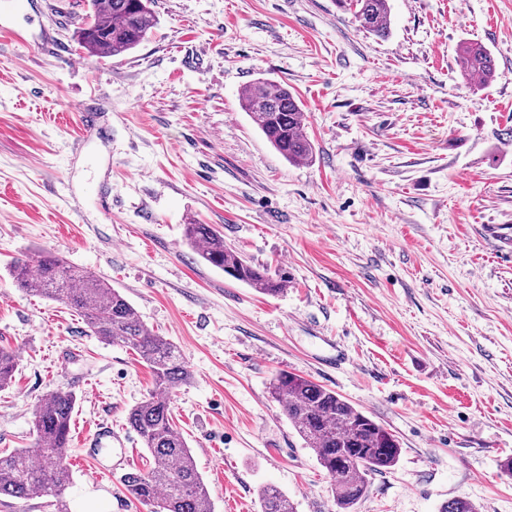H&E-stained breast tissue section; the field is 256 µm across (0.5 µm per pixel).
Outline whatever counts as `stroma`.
Listing matches in <instances>:
<instances>
[{
  "label": "stroma",
  "mask_w": 512,
  "mask_h": 512,
  "mask_svg": "<svg viewBox=\"0 0 512 512\" xmlns=\"http://www.w3.org/2000/svg\"><path fill=\"white\" fill-rule=\"evenodd\" d=\"M0 31V451L34 443L54 392L77 404L68 512H147L122 485L99 423L151 458L129 410L154 390L129 347L63 304L15 288L13 262L46 249L118 288L182 350L172 396L213 512H261L278 487L296 512H335L333 481L269 386L286 370L394 434L395 467L354 512H439L455 498L512 512V0H389L390 33L336 0H155L157 24L108 58L77 44L76 0H24ZM57 50L44 52L43 42ZM496 62L465 79L461 42ZM257 78L287 86L315 156L288 163L239 105ZM102 113L83 136L81 110ZM112 184L103 211L96 184ZM210 224L248 260L288 274L265 295L200 260L184 227Z\"/></svg>",
  "instance_id": "35a3bbf8"
}]
</instances>
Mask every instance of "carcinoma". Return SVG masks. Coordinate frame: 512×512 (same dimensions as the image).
Listing matches in <instances>:
<instances>
[{
  "label": "carcinoma",
  "instance_id": "obj_1",
  "mask_svg": "<svg viewBox=\"0 0 512 512\" xmlns=\"http://www.w3.org/2000/svg\"><path fill=\"white\" fill-rule=\"evenodd\" d=\"M347 1L355 7L365 32L378 38L388 34V0H338ZM151 2L92 0L91 20L79 34L82 47L97 57L135 49L156 25ZM457 61L469 80L486 84L497 76L494 57L480 43L461 44ZM239 103L284 159L290 163L313 160L314 147L304 132L303 104L288 88L257 78L243 88ZM185 240L202 261L261 293L275 295L288 286L286 275H272L225 246L224 235L210 224L186 225ZM11 276L25 292L71 307L94 335L130 347L150 367L155 392L129 410L127 422L148 449L152 466L146 473L125 474L124 490L149 512H212L193 451L171 418L172 393L192 378L180 348L146 326L118 289L52 252L16 260ZM17 365L16 352L1 346L0 389L11 384ZM270 394L334 481L336 512H353L369 477L397 464L401 448L395 435L336 392L284 371L270 383ZM76 403L72 393H54L32 411L34 446L0 454V496L20 501L52 497L57 512H67L63 494L70 475L64 457ZM259 499L261 512H295L293 502L272 485L260 491Z\"/></svg>",
  "mask_w": 512,
  "mask_h": 512
}]
</instances>
